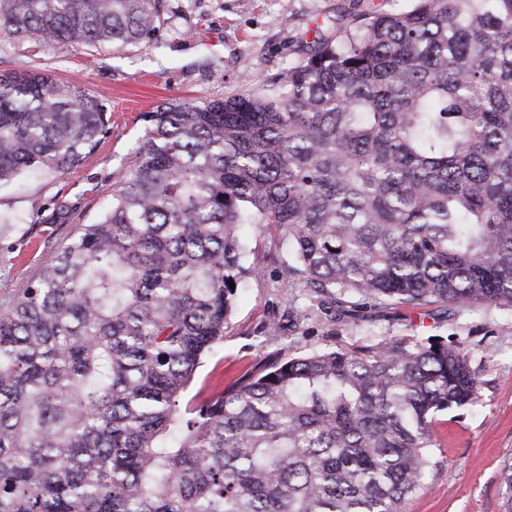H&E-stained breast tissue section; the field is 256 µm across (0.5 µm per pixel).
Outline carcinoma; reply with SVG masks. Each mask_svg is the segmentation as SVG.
<instances>
[{
	"mask_svg": "<svg viewBox=\"0 0 512 512\" xmlns=\"http://www.w3.org/2000/svg\"><path fill=\"white\" fill-rule=\"evenodd\" d=\"M161 6L0 0V37L123 49ZM241 85L147 113L110 210L0 313V512H404L438 414L478 403L469 355L420 336L182 397L260 273L248 227L280 230L319 298L512 305V0L351 15ZM107 132L100 96L0 72V185Z\"/></svg>",
	"mask_w": 512,
	"mask_h": 512,
	"instance_id": "1",
	"label": "carcinoma"
}]
</instances>
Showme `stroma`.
<instances>
[{"label":"stroma","mask_w":512,"mask_h":512,"mask_svg":"<svg viewBox=\"0 0 512 512\" xmlns=\"http://www.w3.org/2000/svg\"><path fill=\"white\" fill-rule=\"evenodd\" d=\"M413 0H163L155 36L119 51L0 38V71L30 70L101 94L109 132L66 173H25L0 187V312L7 310L76 228L98 222L121 171L132 168L146 112L174 100L203 103L293 64L316 29L363 11L400 12ZM244 263L261 276L242 289L224 340L198 367L184 397L219 394L272 359L347 348L380 336H439L471 354L475 407L439 415V464L405 512H501L499 470L512 458V306L382 307L352 298L324 309L293 275L278 231L248 235Z\"/></svg>","instance_id":"obj_1"}]
</instances>
